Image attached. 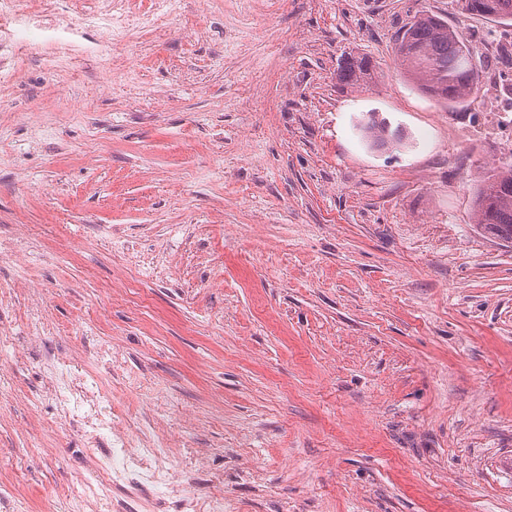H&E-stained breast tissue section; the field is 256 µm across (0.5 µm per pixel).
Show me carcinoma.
<instances>
[{"instance_id":"obj_1","label":"carcinoma","mask_w":512,"mask_h":512,"mask_svg":"<svg viewBox=\"0 0 512 512\" xmlns=\"http://www.w3.org/2000/svg\"><path fill=\"white\" fill-rule=\"evenodd\" d=\"M461 13L511 21L512 0H466ZM395 53L411 82L440 103L468 101L478 90L479 74L473 66L470 47L456 29L434 16L418 13L402 25L396 34ZM373 75L370 59L346 56L336 69V82L361 87ZM361 131L375 147L403 140L400 129H387L375 121L361 126ZM473 206L475 223L487 234L512 241L511 164L483 176L474 191Z\"/></svg>"}]
</instances>
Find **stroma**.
<instances>
[{"instance_id":"stroma-1","label":"stroma","mask_w":512,"mask_h":512,"mask_svg":"<svg viewBox=\"0 0 512 512\" xmlns=\"http://www.w3.org/2000/svg\"><path fill=\"white\" fill-rule=\"evenodd\" d=\"M115 8L150 3L74 0L69 67L0 49V488L42 512L95 473L56 361L225 512H512V243L472 201L512 163V26L455 0H180L125 46L88 21ZM418 11L473 48L475 100L403 73ZM347 55L368 88L337 83ZM368 112L403 144L369 146ZM370 59L346 56L336 69V81L339 84L361 87L372 80L374 69Z\"/></svg>"}]
</instances>
